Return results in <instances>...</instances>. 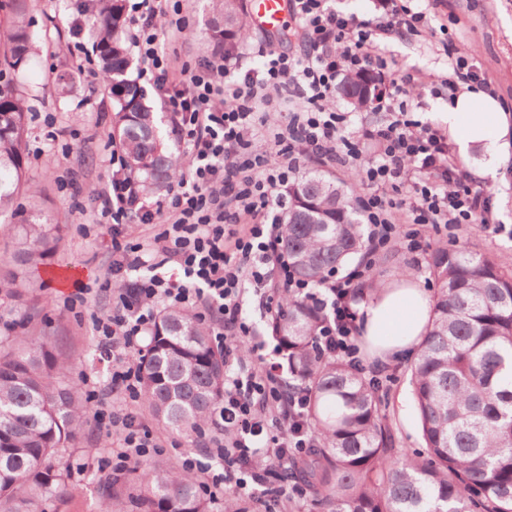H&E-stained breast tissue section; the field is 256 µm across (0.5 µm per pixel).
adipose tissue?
<instances>
[{"label":"adipose tissue","mask_w":512,"mask_h":512,"mask_svg":"<svg viewBox=\"0 0 512 512\" xmlns=\"http://www.w3.org/2000/svg\"><path fill=\"white\" fill-rule=\"evenodd\" d=\"M436 118L447 126L461 157L480 151L482 175H495L500 160L512 151L506 115L498 102L484 92L460 94ZM430 319L429 300L413 280L379 288L363 309L367 347L382 358L410 347L426 333Z\"/></svg>","instance_id":"adipose-tissue-1"}]
</instances>
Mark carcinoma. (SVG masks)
<instances>
[{
    "mask_svg": "<svg viewBox=\"0 0 512 512\" xmlns=\"http://www.w3.org/2000/svg\"><path fill=\"white\" fill-rule=\"evenodd\" d=\"M106 88L112 97L111 138L126 154L128 174L145 194L181 173L180 160L160 138L158 117L133 77L125 0H90ZM222 20L211 39L224 51L245 36L239 0H219ZM22 7L3 41V65L16 74L36 55ZM362 77L341 87L359 108ZM28 106L13 83L0 85V216H17L26 182ZM61 227L40 209L19 225L14 263L26 266L56 249ZM282 250L293 272L313 284L365 252L361 215L336 183L306 174L288 186ZM438 292L431 321L409 367L423 454L391 456L379 385L347 363L322 356L323 321L308 300L284 295L269 327L288 365V378L309 392V425L316 434L301 471L307 490L327 512H512V276L464 247L429 256ZM0 294L22 301L19 275L0 270ZM23 320L4 323L0 339V512H42L61 495L67 464L59 448L86 413L79 385L47 336H20ZM142 395L154 415L176 432H197L224 397V356L209 329L189 311L169 309L155 324L143 359ZM130 494L133 512H206L193 478L179 469L144 464Z\"/></svg>",
    "mask_w": 512,
    "mask_h": 512,
    "instance_id": "1",
    "label": "carcinoma"
}]
</instances>
